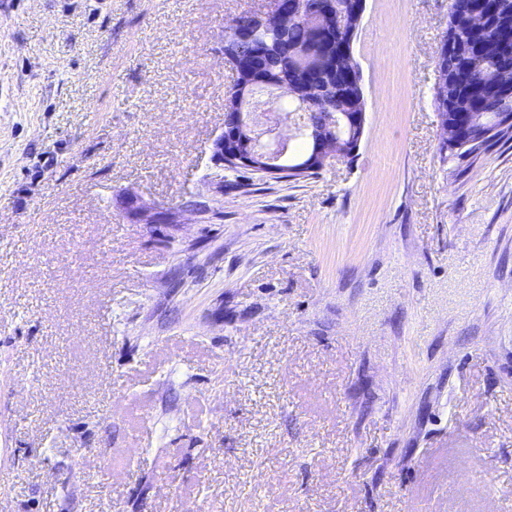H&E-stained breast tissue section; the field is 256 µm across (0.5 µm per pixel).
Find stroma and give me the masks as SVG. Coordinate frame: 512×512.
I'll return each instance as SVG.
<instances>
[{"label":"stroma","mask_w":512,"mask_h":512,"mask_svg":"<svg viewBox=\"0 0 512 512\" xmlns=\"http://www.w3.org/2000/svg\"><path fill=\"white\" fill-rule=\"evenodd\" d=\"M270 6L0 0V512H512V142L440 150L448 0H366L360 147L289 181L211 152Z\"/></svg>","instance_id":"35a3bbf8"}]
</instances>
